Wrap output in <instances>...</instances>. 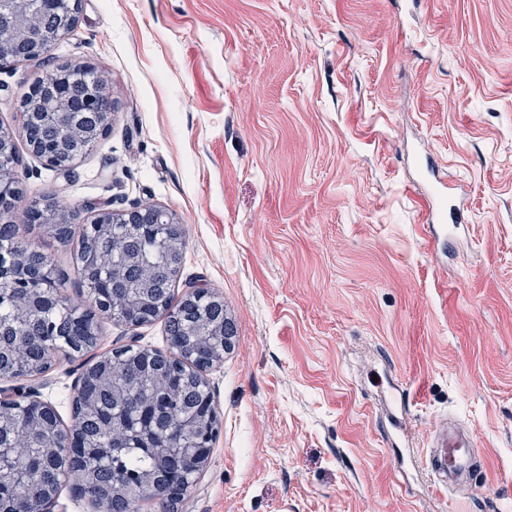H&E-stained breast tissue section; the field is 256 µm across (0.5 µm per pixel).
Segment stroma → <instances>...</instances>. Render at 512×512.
<instances>
[{
    "label": "stroma",
    "instance_id": "obj_1",
    "mask_svg": "<svg viewBox=\"0 0 512 512\" xmlns=\"http://www.w3.org/2000/svg\"><path fill=\"white\" fill-rule=\"evenodd\" d=\"M53 55L0 66V126L57 62L112 117L66 176L18 142L22 205L161 207L177 292L234 324L179 512H512V0H82ZM431 167L460 211L426 209ZM21 238L78 301L75 248ZM98 328L167 348L160 319ZM84 363L24 383L67 426ZM451 416L481 466L439 498L414 460Z\"/></svg>",
    "mask_w": 512,
    "mask_h": 512
}]
</instances>
